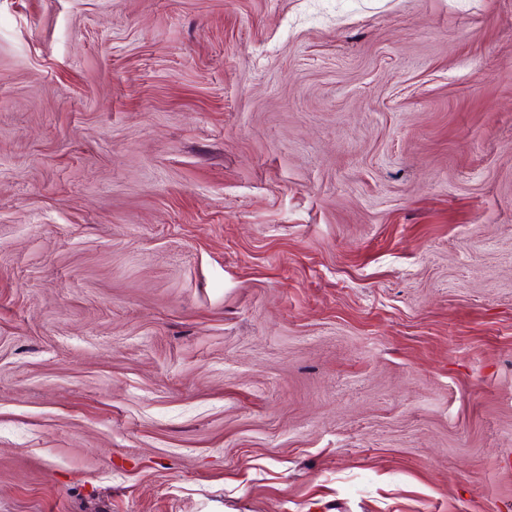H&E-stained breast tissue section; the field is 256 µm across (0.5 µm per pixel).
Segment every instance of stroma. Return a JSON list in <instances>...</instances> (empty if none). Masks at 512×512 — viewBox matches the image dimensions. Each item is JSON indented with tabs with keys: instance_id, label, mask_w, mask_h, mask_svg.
Listing matches in <instances>:
<instances>
[{
	"instance_id": "stroma-1",
	"label": "stroma",
	"mask_w": 512,
	"mask_h": 512,
	"mask_svg": "<svg viewBox=\"0 0 512 512\" xmlns=\"http://www.w3.org/2000/svg\"><path fill=\"white\" fill-rule=\"evenodd\" d=\"M0 512H512V0H0Z\"/></svg>"
}]
</instances>
